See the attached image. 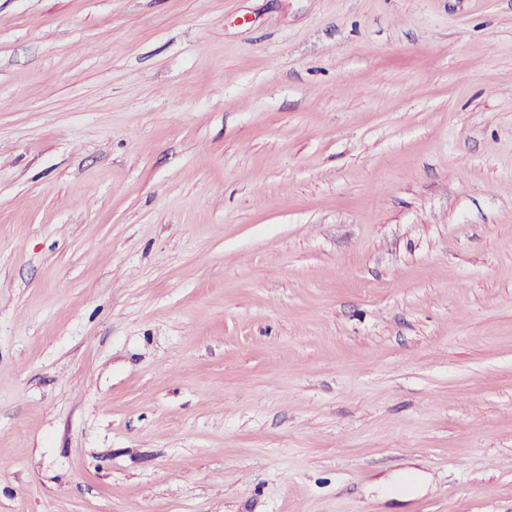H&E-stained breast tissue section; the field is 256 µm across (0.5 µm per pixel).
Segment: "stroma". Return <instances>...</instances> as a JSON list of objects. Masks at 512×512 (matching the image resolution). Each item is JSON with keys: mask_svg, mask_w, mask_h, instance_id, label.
Here are the masks:
<instances>
[{"mask_svg": "<svg viewBox=\"0 0 512 512\" xmlns=\"http://www.w3.org/2000/svg\"><path fill=\"white\" fill-rule=\"evenodd\" d=\"M0 512H512V0H0Z\"/></svg>", "mask_w": 512, "mask_h": 512, "instance_id": "stroma-1", "label": "stroma"}]
</instances>
